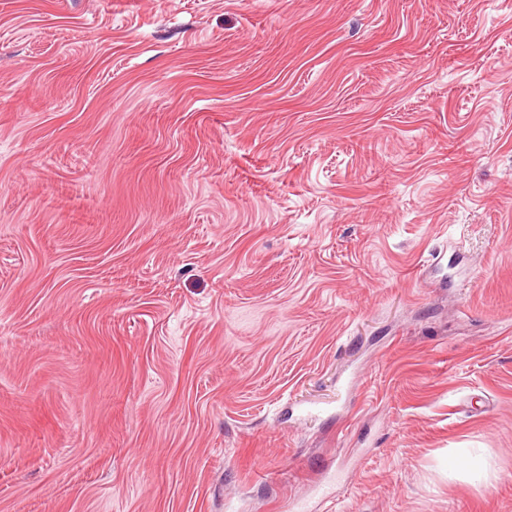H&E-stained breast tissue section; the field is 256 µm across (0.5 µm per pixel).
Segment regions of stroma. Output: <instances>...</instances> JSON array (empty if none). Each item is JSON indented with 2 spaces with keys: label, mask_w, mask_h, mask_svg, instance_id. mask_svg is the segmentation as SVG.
<instances>
[{
  "label": "stroma",
  "mask_w": 512,
  "mask_h": 512,
  "mask_svg": "<svg viewBox=\"0 0 512 512\" xmlns=\"http://www.w3.org/2000/svg\"><path fill=\"white\" fill-rule=\"evenodd\" d=\"M296 501L512 512V0H0V512Z\"/></svg>",
  "instance_id": "obj_1"
}]
</instances>
